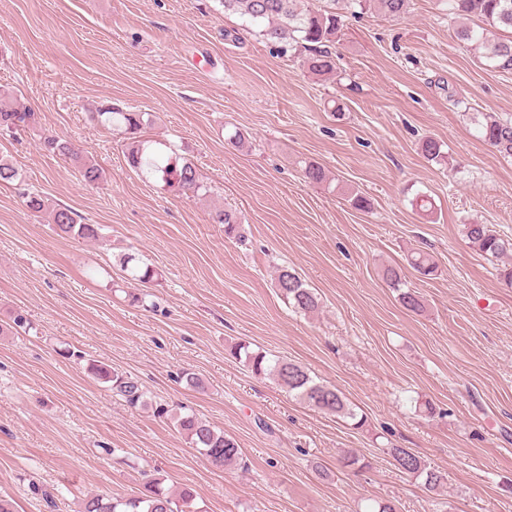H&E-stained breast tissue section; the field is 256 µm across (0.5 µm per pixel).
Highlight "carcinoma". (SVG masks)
Instances as JSON below:
<instances>
[{
  "label": "carcinoma",
  "mask_w": 512,
  "mask_h": 512,
  "mask_svg": "<svg viewBox=\"0 0 512 512\" xmlns=\"http://www.w3.org/2000/svg\"><path fill=\"white\" fill-rule=\"evenodd\" d=\"M316 9L304 7L303 0H221L224 13L237 15L247 26L258 29L267 41L280 45L281 51L306 52L303 66L318 75L335 73L332 48L340 39L343 11L360 16L371 9L381 11L389 18H400L409 12L410 0H321ZM448 15L455 19H477L473 25L456 28L457 39L476 46L481 51L485 65L500 72L512 73V40L500 41L492 38V31L500 28L512 30V0H445ZM92 119L114 127H123L132 134L128 144L127 159L131 167L141 174L156 179L162 189L182 194L197 195L205 190L195 165L170 154L168 146L155 140L137 136L143 126L140 112H114L107 109L92 113ZM36 123V114L30 109H20L15 97L8 91H0V132L15 133ZM481 140L503 157L512 158V116L483 115L476 122ZM43 148L65 160L78 165L84 182L96 184L103 179V170L96 164L83 161L80 152L66 139L51 135L43 140ZM421 151L431 161L442 163L447 156L442 144L428 137L422 141ZM26 206L36 212H46L55 233L61 237H78L95 240L99 227L95 224H80L76 214L60 205L50 207L38 194H24ZM215 222L224 225V234L233 235L239 226L236 213L221 210ZM463 236L483 254L501 261V276L512 285V238L499 234L488 224H464ZM409 265L424 276L436 272L431 256L421 250L408 256ZM121 268L143 284L153 281L155 269L143 263L136 255L124 253L120 258ZM384 279L400 290L399 300L410 311L419 312L424 303L417 291L403 288L397 268L388 266L383 271ZM275 287L288 305L297 313L310 314L319 309L316 294L303 283L294 272L284 267L277 271ZM234 358H244L251 371L257 375H269L288 392L311 407L324 413L353 421L362 425L355 410L338 393L336 388L316 382L308 371L291 361L270 359L261 352H253L241 344L230 348ZM91 374L109 384L112 394L130 406L145 403L142 384L105 364L91 367ZM176 426L191 447L199 451L215 466L241 464L242 451L236 440L224 434L209 421L194 413L173 414ZM389 455L398 469L423 480L424 487L436 491L444 486L446 473L427 466L409 448H391ZM77 512H201L193 491L185 488L178 493L163 486L158 478H149L143 490L133 496H109L87 494L79 501Z\"/></svg>",
  "instance_id": "1"
}]
</instances>
